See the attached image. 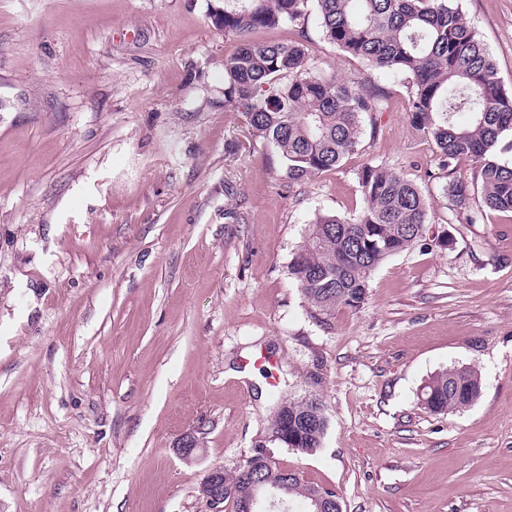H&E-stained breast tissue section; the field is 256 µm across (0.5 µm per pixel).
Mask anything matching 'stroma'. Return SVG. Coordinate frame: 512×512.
Listing matches in <instances>:
<instances>
[{"label": "stroma", "instance_id": "1", "mask_svg": "<svg viewBox=\"0 0 512 512\" xmlns=\"http://www.w3.org/2000/svg\"><path fill=\"white\" fill-rule=\"evenodd\" d=\"M208 0H0V512H234L200 492L250 456L278 401L316 395L321 448L276 462L344 512H512V214L454 210L409 83L316 20L322 69L386 92L356 153L289 184L224 105L237 47ZM512 90V0H462ZM383 163L422 191L421 240L321 323L289 274L316 214L350 218ZM481 396L424 409L436 372ZM194 434V458L176 452ZM481 378L470 365H461L431 376L420 389L418 400L435 414L461 412L480 397Z\"/></svg>", "mask_w": 512, "mask_h": 512}]
</instances>
